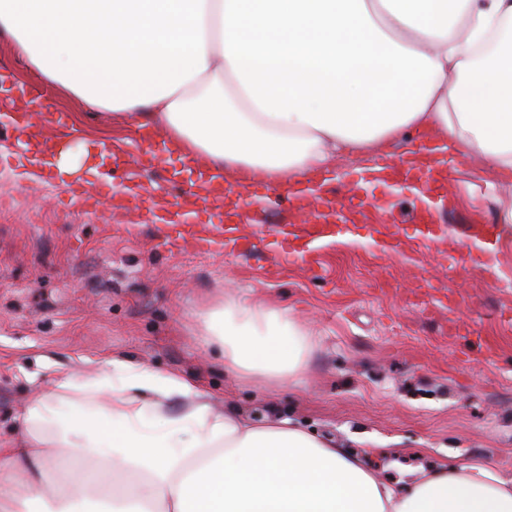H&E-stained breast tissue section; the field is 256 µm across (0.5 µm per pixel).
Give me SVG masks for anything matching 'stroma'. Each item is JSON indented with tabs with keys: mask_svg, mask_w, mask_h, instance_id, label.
Wrapping results in <instances>:
<instances>
[{
	"mask_svg": "<svg viewBox=\"0 0 512 512\" xmlns=\"http://www.w3.org/2000/svg\"><path fill=\"white\" fill-rule=\"evenodd\" d=\"M50 95L37 127L68 113L79 139L109 141L133 160L136 134L63 89ZM448 186L449 203L410 185L366 194L397 217H447L473 255L466 266H451L439 245L409 260L359 237L271 278L264 246L244 256L160 253L159 227L146 217L109 206L86 216L62 204L59 188L0 162V426L16 424L33 393L52 392L56 372L81 374L116 355L193 378L255 424L288 417L353 453L392 449L377 470L385 481L410 482L414 468L451 456L512 480V264L499 280L482 243L463 235L466 225L497 222L500 204L465 158H455ZM228 286L312 329L298 383L271 395L225 374L224 351L203 337L196 313ZM462 322L471 335L451 338Z\"/></svg>",
	"mask_w": 512,
	"mask_h": 512,
	"instance_id": "stroma-1",
	"label": "stroma"
}]
</instances>
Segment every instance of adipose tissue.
<instances>
[{
	"mask_svg": "<svg viewBox=\"0 0 512 512\" xmlns=\"http://www.w3.org/2000/svg\"><path fill=\"white\" fill-rule=\"evenodd\" d=\"M2 30L48 83L231 181L305 186L431 134L510 198L512 239V0H0ZM197 316L229 376L275 391L305 372L312 332L286 309L228 292ZM55 386L100 403L27 402L0 438V512H512L487 467L450 460L396 488L289 419L256 425L116 356Z\"/></svg>",
	"mask_w": 512,
	"mask_h": 512,
	"instance_id": "obj_1",
	"label": "adipose tissue"
}]
</instances>
